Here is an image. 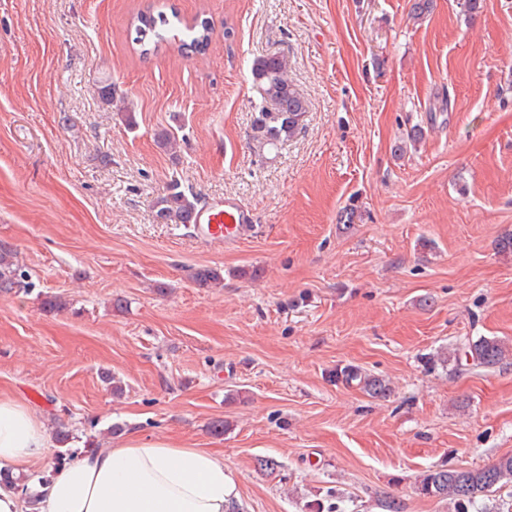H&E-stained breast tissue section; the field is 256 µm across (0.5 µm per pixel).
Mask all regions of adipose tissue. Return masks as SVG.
<instances>
[{
    "label": "adipose tissue",
    "instance_id": "ef3b65f1",
    "mask_svg": "<svg viewBox=\"0 0 512 512\" xmlns=\"http://www.w3.org/2000/svg\"><path fill=\"white\" fill-rule=\"evenodd\" d=\"M54 440L22 401L0 397V512H230L238 498L222 454L128 436L75 456L46 483L19 488Z\"/></svg>",
    "mask_w": 512,
    "mask_h": 512
}]
</instances>
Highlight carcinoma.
Segmentation results:
<instances>
[{"label":"carcinoma","mask_w":512,"mask_h":512,"mask_svg":"<svg viewBox=\"0 0 512 512\" xmlns=\"http://www.w3.org/2000/svg\"><path fill=\"white\" fill-rule=\"evenodd\" d=\"M180 31L178 49L182 53H204L211 39L208 21L195 20L188 24L177 14L167 18L164 13H142L136 17L135 41L142 50H156L168 42V30ZM253 82L259 88L262 102L255 106L252 122V141L260 149H273L293 138L303 127L308 104L288 77V60L283 55L271 54L255 58L251 66ZM199 198L182 187L178 180L170 181L155 198L152 209L160 224L185 223L187 215L198 205ZM223 279L216 268L202 267L195 271L193 281L202 287ZM22 287L10 251L0 249V292ZM512 352L497 338L481 337L463 344V356L471 360L469 366L494 369ZM341 379L355 384L371 397L382 398L391 393L389 385L379 376L357 368L346 367ZM512 479V455L503 456L484 468L455 469L436 467L425 472L419 482V493L438 499L454 501L460 512L480 497L493 491L504 480Z\"/></svg>","instance_id":"obj_1"}]
</instances>
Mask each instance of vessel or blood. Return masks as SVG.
<instances>
[{
	"label": "vessel or blood",
	"instance_id": "obj_1",
	"mask_svg": "<svg viewBox=\"0 0 512 512\" xmlns=\"http://www.w3.org/2000/svg\"><path fill=\"white\" fill-rule=\"evenodd\" d=\"M188 222L202 244L232 246L249 235L253 214L236 199L227 197L195 210Z\"/></svg>",
	"mask_w": 512,
	"mask_h": 512
}]
</instances>
